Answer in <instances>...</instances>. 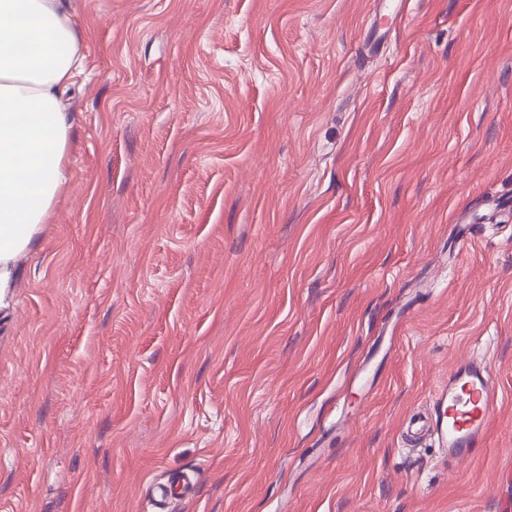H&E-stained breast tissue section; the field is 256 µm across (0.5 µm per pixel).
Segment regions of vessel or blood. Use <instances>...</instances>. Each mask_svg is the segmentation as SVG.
<instances>
[{"label": "vessel or blood", "mask_w": 512, "mask_h": 512, "mask_svg": "<svg viewBox=\"0 0 512 512\" xmlns=\"http://www.w3.org/2000/svg\"><path fill=\"white\" fill-rule=\"evenodd\" d=\"M502 397L487 365L471 360L454 365L433 402V416L417 419L415 428L429 431L449 458H463L480 448L492 410Z\"/></svg>", "instance_id": "obj_1"}]
</instances>
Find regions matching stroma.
<instances>
[{"mask_svg": "<svg viewBox=\"0 0 512 512\" xmlns=\"http://www.w3.org/2000/svg\"><path fill=\"white\" fill-rule=\"evenodd\" d=\"M399 2L74 0L0 512H512V0ZM470 359L483 447L404 440Z\"/></svg>", "mask_w": 512, "mask_h": 512, "instance_id": "obj_1", "label": "stroma"}]
</instances>
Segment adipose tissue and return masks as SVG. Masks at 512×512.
Masks as SVG:
<instances>
[{
  "label": "adipose tissue",
  "mask_w": 512,
  "mask_h": 512,
  "mask_svg": "<svg viewBox=\"0 0 512 512\" xmlns=\"http://www.w3.org/2000/svg\"><path fill=\"white\" fill-rule=\"evenodd\" d=\"M86 68L72 0H0V306L68 177L64 98Z\"/></svg>",
  "instance_id": "obj_1"
}]
</instances>
